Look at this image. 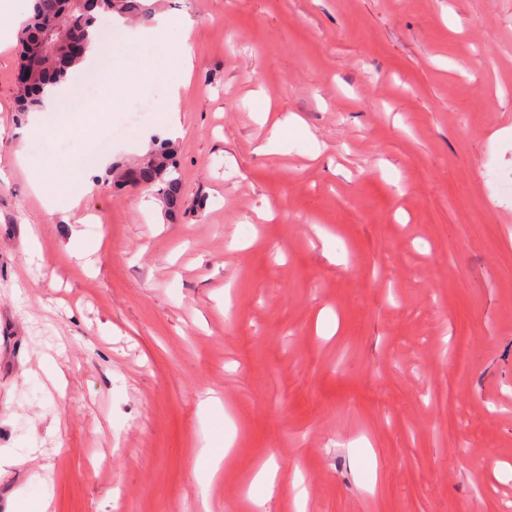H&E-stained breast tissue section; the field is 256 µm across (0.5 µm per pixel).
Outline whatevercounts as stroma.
Wrapping results in <instances>:
<instances>
[{
    "mask_svg": "<svg viewBox=\"0 0 512 512\" xmlns=\"http://www.w3.org/2000/svg\"><path fill=\"white\" fill-rule=\"evenodd\" d=\"M156 12L194 21L174 212L107 169L47 210L30 166L77 145L26 136L19 48L0 52V512L47 491L49 512H296L299 492L307 512H512V139L492 137L512 128V0ZM133 47L61 90L84 117L110 99L97 153L120 168L166 139L181 82L163 52L139 81ZM290 119L288 148L258 152Z\"/></svg>",
    "mask_w": 512,
    "mask_h": 512,
    "instance_id": "35a3bbf8",
    "label": "stroma"
}]
</instances>
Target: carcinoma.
<instances>
[{
  "label": "carcinoma",
  "mask_w": 512,
  "mask_h": 512,
  "mask_svg": "<svg viewBox=\"0 0 512 512\" xmlns=\"http://www.w3.org/2000/svg\"><path fill=\"white\" fill-rule=\"evenodd\" d=\"M149 20L155 12L151 0H33L32 15L19 36L20 70L18 111L29 112L42 104L46 88L64 81L90 46V32L99 13ZM126 182L151 189L159 187L169 210L183 203V184L168 141L152 149L147 159L128 171Z\"/></svg>",
  "instance_id": "1"
}]
</instances>
